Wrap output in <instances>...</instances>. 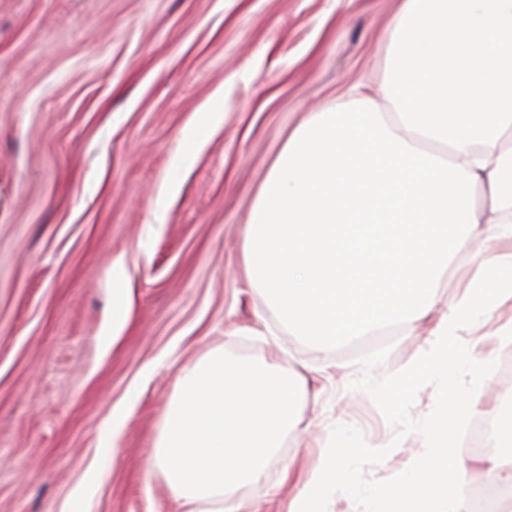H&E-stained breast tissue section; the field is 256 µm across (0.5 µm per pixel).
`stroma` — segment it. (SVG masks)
Returning a JSON list of instances; mask_svg holds the SVG:
<instances>
[{
    "instance_id": "1",
    "label": "stroma",
    "mask_w": 512,
    "mask_h": 512,
    "mask_svg": "<svg viewBox=\"0 0 512 512\" xmlns=\"http://www.w3.org/2000/svg\"><path fill=\"white\" fill-rule=\"evenodd\" d=\"M403 0H0V512H62L88 471L92 512H179L156 464L183 370L214 348L281 359L304 382L297 426L232 501L288 512L334 426L390 447L370 480L404 472L421 435L395 434L350 384L416 359L471 272L512 251L479 234L432 314L330 350L283 326L245 276L250 213L290 134L379 87ZM223 101L190 161L183 135ZM132 308L111 348L112 264ZM512 301L463 328L503 359ZM386 359H359L381 346ZM111 431L114 448L98 437Z\"/></svg>"
}]
</instances>
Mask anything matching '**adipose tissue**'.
Instances as JSON below:
<instances>
[{"label": "adipose tissue", "instance_id": "ef3b65f1", "mask_svg": "<svg viewBox=\"0 0 512 512\" xmlns=\"http://www.w3.org/2000/svg\"><path fill=\"white\" fill-rule=\"evenodd\" d=\"M355 451L351 448L335 449L326 456L319 468L298 488L295 500L289 505L288 512H325L324 497L327 489L346 477L352 470Z\"/></svg>", "mask_w": 512, "mask_h": 512}]
</instances>
